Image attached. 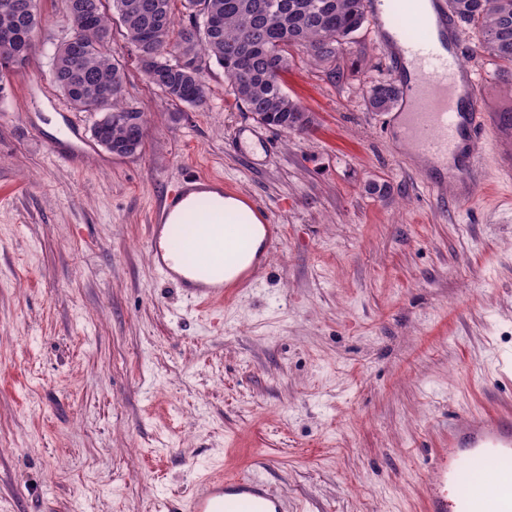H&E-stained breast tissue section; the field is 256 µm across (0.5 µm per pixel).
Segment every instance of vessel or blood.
<instances>
[{
    "instance_id": "1",
    "label": "vessel or blood",
    "mask_w": 512,
    "mask_h": 512,
    "mask_svg": "<svg viewBox=\"0 0 512 512\" xmlns=\"http://www.w3.org/2000/svg\"><path fill=\"white\" fill-rule=\"evenodd\" d=\"M392 0H365V9L376 37L386 54L390 71L400 86L392 114L404 130L409 152L427 162L425 180L437 197H450L466 205L481 197L489 179L512 182V111L495 105L494 91L503 80L491 77L484 66L463 67L466 50L463 27L448 0H393L406 20H419L416 36L401 28H388L382 5ZM493 140L496 158L492 173L480 166L476 143ZM212 180L189 175L171 195L159 203L149 226L148 242L153 264L165 278L186 288L199 304L223 297L225 288L250 287L258 272L250 267L229 281L205 282L187 276L181 258L204 254L210 265L224 264L225 240L245 238V224L227 225L214 236L189 233L175 246L171 222L175 207L189 194L211 189ZM247 205L262 222L265 249L275 248L281 230L271 211L256 198ZM492 462L497 479L491 494H462L459 475L464 464ZM433 465L436 477L426 489L427 512H512V415L501 412L473 414L462 425L448 429V447L438 452ZM187 512H284L282 499L260 479L219 474L197 487Z\"/></svg>"
}]
</instances>
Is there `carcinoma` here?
Returning a JSON list of instances; mask_svg holds the SVG:
<instances>
[{"label": "carcinoma", "mask_w": 512, "mask_h": 512, "mask_svg": "<svg viewBox=\"0 0 512 512\" xmlns=\"http://www.w3.org/2000/svg\"><path fill=\"white\" fill-rule=\"evenodd\" d=\"M33 0H0V17L15 35L0 39V59L32 56L42 17ZM187 20L177 23L175 0H65L71 25L80 29L81 51L59 49L53 81L79 112L110 114L95 124L99 138L117 155L137 152L143 142V112L125 102L123 65L111 54L112 5L120 32L143 73L174 105L203 107L209 99L204 60L224 69L235 103L259 123L306 134L315 117L283 88L288 56L302 49L316 60L336 57L367 24L363 0H180ZM462 22L480 35L479 48L512 65V0H449ZM398 98L389 79L369 86L367 102L387 112Z\"/></svg>", "instance_id": "1"}]
</instances>
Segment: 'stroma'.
Returning a JSON list of instances; mask_svg holds the SVG:
<instances>
[{
  "label": "stroma",
  "instance_id": "obj_1",
  "mask_svg": "<svg viewBox=\"0 0 512 512\" xmlns=\"http://www.w3.org/2000/svg\"><path fill=\"white\" fill-rule=\"evenodd\" d=\"M38 10L0 93V512H168L206 474L255 469L288 512H426L449 422L512 412V186L436 198L367 104L390 76L367 29L330 61L293 51L306 135L243 112L214 63L209 107L172 105L114 35L146 130L112 154L52 81L63 0ZM191 173L283 229L256 286L202 311L148 251Z\"/></svg>",
  "mask_w": 512,
  "mask_h": 512
}]
</instances>
